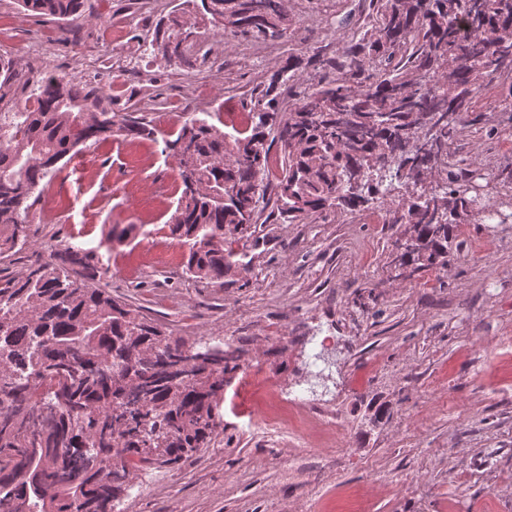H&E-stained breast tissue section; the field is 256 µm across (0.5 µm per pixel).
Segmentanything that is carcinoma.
Instances as JSON below:
<instances>
[{
  "label": "carcinoma",
  "mask_w": 512,
  "mask_h": 512,
  "mask_svg": "<svg viewBox=\"0 0 512 512\" xmlns=\"http://www.w3.org/2000/svg\"><path fill=\"white\" fill-rule=\"evenodd\" d=\"M61 28L83 0H19ZM351 5L352 35L288 54L241 100L247 131L207 119L182 124L166 149L187 165L169 224L185 248L182 276L224 286L248 270L266 224H315L328 216L403 224L392 263L410 273L448 264L449 225L492 212L482 174L448 160V144L490 79L512 96V0H318ZM214 28L261 43L297 25L288 0H183ZM154 42L194 67L196 33L172 11ZM313 83L300 88L297 71ZM37 91L27 93L30 85ZM152 139L144 116L112 112L103 88L54 74L35 83L0 56V262L29 243L35 188L89 140L112 133ZM280 165L270 173L271 151ZM397 204L382 209L388 193ZM91 249L63 245L51 260L0 276V512H114L137 469L174 466L211 445L224 374L239 350L190 344L108 290L109 267Z\"/></svg>",
  "instance_id": "cac0c4a2"
}]
</instances>
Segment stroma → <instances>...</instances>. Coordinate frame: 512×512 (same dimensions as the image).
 <instances>
[{"label": "stroma", "instance_id": "35a3bbf8", "mask_svg": "<svg viewBox=\"0 0 512 512\" xmlns=\"http://www.w3.org/2000/svg\"><path fill=\"white\" fill-rule=\"evenodd\" d=\"M172 0H86L67 30L54 19L0 0L20 17L0 42L29 75L67 74L75 56L101 47L123 60L105 90L113 112L147 104L163 132L190 112L219 129L241 112L240 88L269 77L285 57L222 35L199 13L183 20L212 50L177 68L147 49ZM121 31L104 42L106 29ZM480 134L452 141L461 167L484 173V196L502 218L466 217L447 266L405 277L389 265L400 224H270L247 272L223 285L185 280L163 268L160 244L183 190L163 141L115 135L88 143L85 172L66 165L31 200L30 243L15 275L64 244L95 243L113 295L159 319L188 342L240 347L225 395H246L245 369L265 374L285 403L310 391L336 420L330 443L318 424L289 419L263 434L261 412L220 408L210 448L178 466L135 471L118 512H512V111L479 113ZM132 226L112 244L113 226ZM141 266L137 278L123 274ZM327 337L312 363L315 337Z\"/></svg>", "mask_w": 512, "mask_h": 512}]
</instances>
